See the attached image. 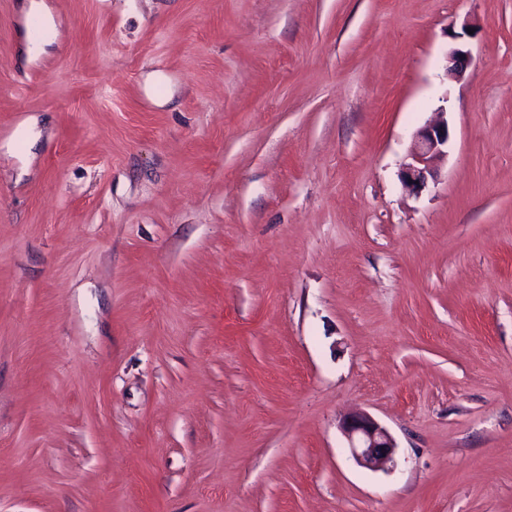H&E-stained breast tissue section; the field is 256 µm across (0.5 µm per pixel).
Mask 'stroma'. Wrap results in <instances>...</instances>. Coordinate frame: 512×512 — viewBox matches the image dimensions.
Returning <instances> with one entry per match:
<instances>
[{"label":"stroma","instance_id":"obj_1","mask_svg":"<svg viewBox=\"0 0 512 512\" xmlns=\"http://www.w3.org/2000/svg\"><path fill=\"white\" fill-rule=\"evenodd\" d=\"M23 2L0 512H512V0H45L33 62ZM23 10L26 15L37 14L42 16L51 32L50 40L33 38L29 33L25 35L24 52L27 56V59L32 61L47 53V48L53 45V42L58 33L54 19L50 14L48 7L44 3V0H28L26 3H24ZM448 121L441 118L432 125L419 129L412 141L409 161L401 172L402 186L418 195L435 180L434 160L448 151ZM342 429L350 454L360 466L377 471L393 462L396 444L388 430L372 417L350 413L344 418Z\"/></svg>","mask_w":512,"mask_h":512}]
</instances>
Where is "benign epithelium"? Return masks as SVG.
Masks as SVG:
<instances>
[{"mask_svg":"<svg viewBox=\"0 0 512 512\" xmlns=\"http://www.w3.org/2000/svg\"><path fill=\"white\" fill-rule=\"evenodd\" d=\"M447 75L460 79L470 63L469 52L453 49L447 56ZM448 121L441 118L432 125L419 129L412 141L409 161L401 172L402 186L419 194L435 180L434 160L448 152ZM349 451L360 466L377 471L393 462L396 444L388 430L372 417L358 412L347 415L342 423Z\"/></svg>","mask_w":512,"mask_h":512,"instance_id":"benign-epithelium-1","label":"benign epithelium"}]
</instances>
